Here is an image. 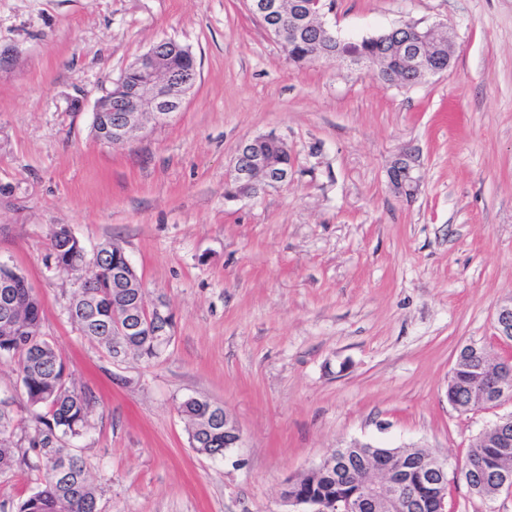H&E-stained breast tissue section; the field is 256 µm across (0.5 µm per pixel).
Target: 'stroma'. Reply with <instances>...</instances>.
Segmentation results:
<instances>
[{"label": "stroma", "instance_id": "stroma-1", "mask_svg": "<svg viewBox=\"0 0 512 512\" xmlns=\"http://www.w3.org/2000/svg\"><path fill=\"white\" fill-rule=\"evenodd\" d=\"M404 19L446 23L453 55L413 87L293 63L248 0H0V262L33 286L42 336L94 401L73 445L99 512H288V480L355 440L446 461L448 512H512V494L481 499L460 475L512 397L467 414L448 402L465 345L512 357L494 330L512 300V0H333L326 14L346 40ZM163 38L197 61L183 111L99 143L96 100ZM267 134L292 180L225 199L240 144ZM405 148L422 163L410 202L387 176ZM59 225L90 256L118 243L147 304L169 306L158 359H112L70 320L87 274L49 260ZM190 396L224 404L241 447L195 453L176 410ZM0 399L26 451L0 475L11 512L42 479L11 359Z\"/></svg>", "mask_w": 512, "mask_h": 512}]
</instances>
